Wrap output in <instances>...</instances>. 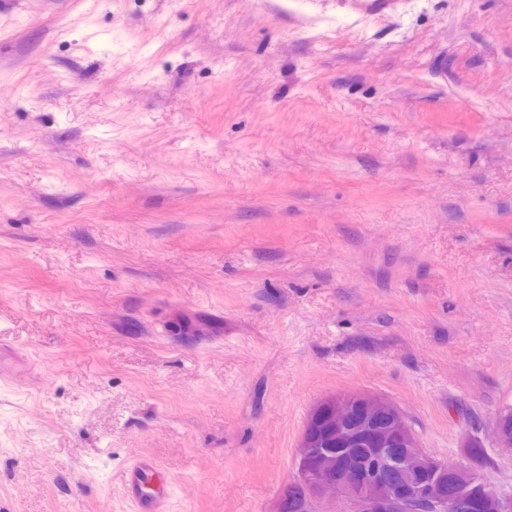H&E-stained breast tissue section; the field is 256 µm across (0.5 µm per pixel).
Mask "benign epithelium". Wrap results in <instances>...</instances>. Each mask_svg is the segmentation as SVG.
Here are the masks:
<instances>
[{"label": "benign epithelium", "mask_w": 512, "mask_h": 512, "mask_svg": "<svg viewBox=\"0 0 512 512\" xmlns=\"http://www.w3.org/2000/svg\"><path fill=\"white\" fill-rule=\"evenodd\" d=\"M295 473L268 512H288V490L317 512H512V496L421 448L404 411L371 393L332 395L313 408L294 454Z\"/></svg>", "instance_id": "benign-epithelium-1"}]
</instances>
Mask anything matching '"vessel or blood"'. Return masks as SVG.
<instances>
[{"mask_svg":"<svg viewBox=\"0 0 512 512\" xmlns=\"http://www.w3.org/2000/svg\"><path fill=\"white\" fill-rule=\"evenodd\" d=\"M124 491L136 512H167L169 482L150 457L140 456L130 462L125 472Z\"/></svg>","mask_w":512,"mask_h":512,"instance_id":"b4317fda","label":"vessel or blood"}]
</instances>
